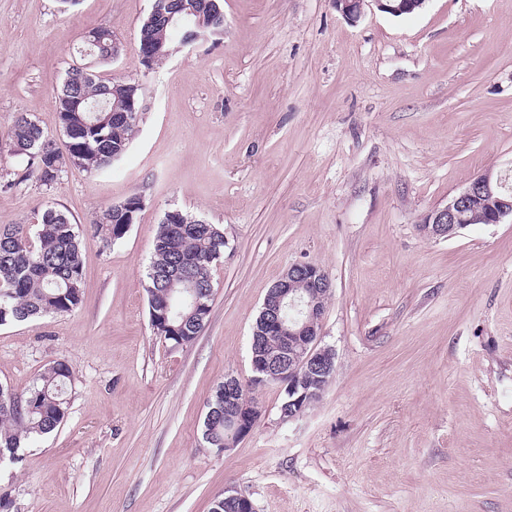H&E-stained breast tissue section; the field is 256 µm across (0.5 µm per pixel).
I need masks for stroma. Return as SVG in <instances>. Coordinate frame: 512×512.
<instances>
[{
    "label": "stroma",
    "instance_id": "obj_1",
    "mask_svg": "<svg viewBox=\"0 0 512 512\" xmlns=\"http://www.w3.org/2000/svg\"><path fill=\"white\" fill-rule=\"evenodd\" d=\"M150 9L0 0V135L26 113L64 146L57 91L99 26L122 51L97 72L141 100L109 173L0 189V224L53 206L85 230L80 307L0 326V382L73 370L63 423L0 467L10 512H209L227 488L256 512H512V222L421 230L485 171L512 180V0L402 16L365 0L354 23L335 0H224L218 39L148 69ZM134 194L135 223L103 247L90 224ZM175 208L225 240L209 318L178 348L145 291ZM296 263L332 283L319 333L334 378L289 422L283 387L256 389L252 432L205 448L207 402L225 374L249 381L252 327Z\"/></svg>",
    "mask_w": 512,
    "mask_h": 512
}]
</instances>
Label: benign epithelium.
<instances>
[{
  "label": "benign epithelium",
  "instance_id": "obj_1",
  "mask_svg": "<svg viewBox=\"0 0 512 512\" xmlns=\"http://www.w3.org/2000/svg\"><path fill=\"white\" fill-rule=\"evenodd\" d=\"M365 0H336V8L351 23L361 16ZM383 11L392 15L410 13L419 9L425 0H376ZM501 180L490 171L478 176L446 205L432 211L422 224L424 232L432 238L450 239L464 225L462 214L469 201L479 195L494 198L495 205L482 215L473 217L480 224H501L512 219V195L496 198L501 191ZM328 275L310 263H298L269 288L262 305L264 326L274 328L281 336L282 350L269 356H252L253 387L280 384L288 393V413L282 420L291 421L314 405L315 391L311 387L322 381H331L335 374V352L320 345L318 333L324 306L317 300L319 291L330 288ZM243 383L235 376L224 377V427L232 431V438L224 441L223 453L248 436L260 415L258 404L242 394ZM227 512H255L252 501L239 493L224 492Z\"/></svg>",
  "mask_w": 512,
  "mask_h": 512
}]
</instances>
